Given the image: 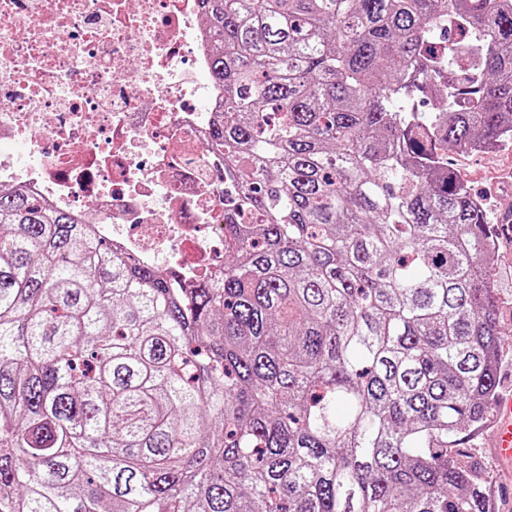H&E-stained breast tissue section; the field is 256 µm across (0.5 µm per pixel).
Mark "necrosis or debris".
Instances as JSON below:
<instances>
[{
	"instance_id": "obj_1",
	"label": "necrosis or debris",
	"mask_w": 512,
	"mask_h": 512,
	"mask_svg": "<svg viewBox=\"0 0 512 512\" xmlns=\"http://www.w3.org/2000/svg\"><path fill=\"white\" fill-rule=\"evenodd\" d=\"M209 62L198 0H0V186L193 287L223 267L238 196Z\"/></svg>"
}]
</instances>
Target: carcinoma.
Segmentation results:
<instances>
[{
    "label": "carcinoma",
    "mask_w": 512,
    "mask_h": 512,
    "mask_svg": "<svg viewBox=\"0 0 512 512\" xmlns=\"http://www.w3.org/2000/svg\"><path fill=\"white\" fill-rule=\"evenodd\" d=\"M199 2L223 273L0 189V512H487L448 448L496 401L494 221L448 151L512 142V0Z\"/></svg>",
    "instance_id": "obj_1"
}]
</instances>
